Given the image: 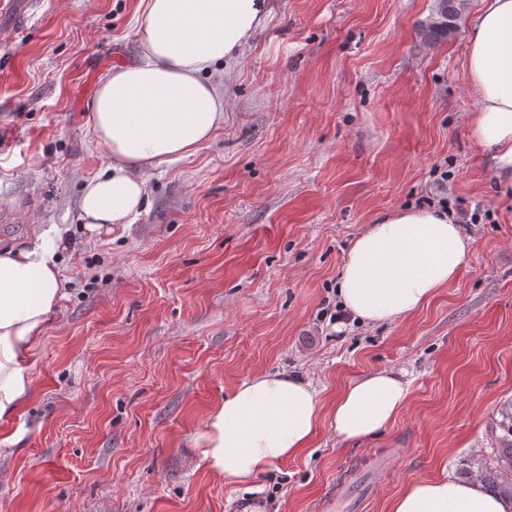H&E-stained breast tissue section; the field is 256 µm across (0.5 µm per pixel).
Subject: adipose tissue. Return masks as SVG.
<instances>
[{
	"label": "adipose tissue",
	"instance_id": "obj_1",
	"mask_svg": "<svg viewBox=\"0 0 512 512\" xmlns=\"http://www.w3.org/2000/svg\"><path fill=\"white\" fill-rule=\"evenodd\" d=\"M142 55L113 68L91 113L108 150L106 170L84 187L81 218L89 233L133 224L148 204L146 176L195 154L224 123L223 95L204 73L230 61L262 24L264 0H140ZM475 107L468 130L476 145L512 165V0H487L470 21L462 62ZM55 243L0 249V424L31 389L33 346L63 296ZM469 243L451 217L405 208L370 225L344 263L338 297L363 323L397 322L428 304L465 266ZM410 397V384L380 370L337 395L331 420L343 440L375 435ZM321 422L318 390L294 375L262 374L239 383L210 413L197 453L231 486L298 456ZM389 512H512L480 483L448 477L408 483Z\"/></svg>",
	"mask_w": 512,
	"mask_h": 512
}]
</instances>
